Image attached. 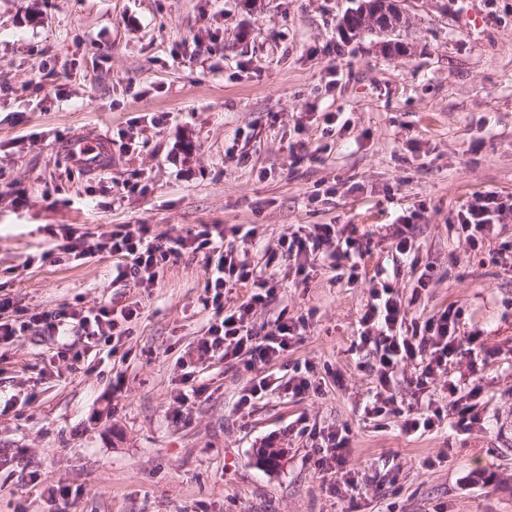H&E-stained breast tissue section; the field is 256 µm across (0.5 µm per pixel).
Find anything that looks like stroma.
<instances>
[{
  "label": "stroma",
  "mask_w": 512,
  "mask_h": 512,
  "mask_svg": "<svg viewBox=\"0 0 512 512\" xmlns=\"http://www.w3.org/2000/svg\"><path fill=\"white\" fill-rule=\"evenodd\" d=\"M359 0H0V295L55 316L137 308L131 333L87 349L72 323L0 344V512H512V211L477 246L451 225L475 193L512 199V0H405V55L340 23ZM335 113L333 135L323 132ZM107 137L102 172L60 151ZM423 263L395 254L399 215ZM350 224L359 280L266 251L312 224ZM147 224L169 241L204 224L254 229L237 241L274 292L253 325L304 317L270 363L309 366L315 391L276 389L245 409L244 364L199 355L214 322L203 254L160 268L154 287L112 278L115 257L57 260L67 236ZM386 270L407 324L459 314L448 371L480 386V421L452 411L403 432L416 372L394 411L366 417L373 348L359 343L370 280ZM82 353L73 362L74 353ZM193 373L203 394L174 420ZM346 431L356 488L314 467L322 428ZM283 451L277 465L259 451ZM60 485L71 497L48 506Z\"/></svg>",
  "instance_id": "1"
}]
</instances>
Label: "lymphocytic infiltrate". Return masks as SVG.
<instances>
[{
    "label": "lymphocytic infiltrate",
    "instance_id": "lymphocytic-infiltrate-1",
    "mask_svg": "<svg viewBox=\"0 0 512 512\" xmlns=\"http://www.w3.org/2000/svg\"><path fill=\"white\" fill-rule=\"evenodd\" d=\"M503 207L497 192L480 193L473 203L457 211L456 226L465 233L467 240L477 241L486 231L492 230ZM354 245V239L343 224H316L308 233L293 232L284 235L280 241L285 253L295 257L296 272L300 275L306 274L308 266L320 255L328 258L331 269L342 268ZM204 249L216 257L215 263L208 268L209 287L219 290L227 284L241 282L252 284L254 291L209 326L206 336L197 344L198 351L205 354L219 351L228 359H244L245 367L250 371L278 360L297 341L302 319L280 313L274 330L258 334L252 325V317L258 305L265 302L269 280L260 270L239 260L233 244L215 245L211 231L191 232L163 245L156 242L149 225L131 224L123 231L100 233L92 248L87 247L80 237L68 238L60 247L61 253L77 260L91 257L97 251L118 256L119 261L112 268L114 279L133 282L139 288L153 286L158 268L171 259ZM136 314L133 308L117 312L102 305L71 311L69 318L91 345L112 336L119 321H131ZM405 321V304L389 281H373L370 299L361 316L363 331L360 335L361 343L374 345L377 351L373 367L376 385L364 407L367 414L378 416L385 410L387 395L400 371L417 368L418 382L423 385L434 376L447 373L449 361L460 351L458 322L451 310H444L426 321L418 336L405 330ZM350 455L348 436L331 432L315 466L319 471L334 475L337 482L352 485L356 476L350 466Z\"/></svg>",
    "mask_w": 512,
    "mask_h": 512
}]
</instances>
